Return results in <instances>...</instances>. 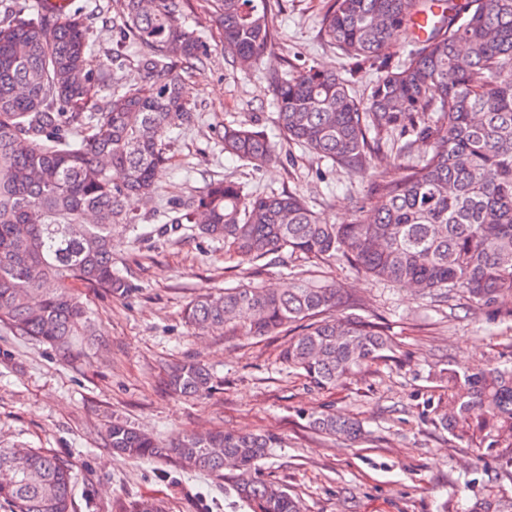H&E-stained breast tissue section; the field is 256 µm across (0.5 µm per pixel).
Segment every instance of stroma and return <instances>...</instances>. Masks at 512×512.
<instances>
[{
	"mask_svg": "<svg viewBox=\"0 0 512 512\" xmlns=\"http://www.w3.org/2000/svg\"><path fill=\"white\" fill-rule=\"evenodd\" d=\"M189 4L185 24L206 41L209 58L185 76L195 122L171 131L155 196L127 202L136 225L118 241L112 268L130 289L111 296L76 286L93 333L66 354L0 331V448H41L66 460L73 512H129L141 501L156 502L163 512H250L232 490L235 468L219 478L172 458L114 456L97 436L109 418L162 441L215 428L275 434L280 445L260 474L287 489L304 512H470L478 501L506 512L512 465L500 449L465 448L442 427L440 414L451 409L446 369L512 365V297L482 309L459 292L437 302L341 261L286 253L273 265L248 261L225 254L223 242L193 225H173L178 203L217 175L254 193L303 194L319 216L339 224L378 200L368 180L313 161L288 145L275 124L268 69L286 60L343 65L319 37L325 0H280L278 39L252 69L225 58L208 0ZM227 124L266 133L277 159L258 171L226 155L221 133ZM300 278L340 287L337 313L386 327L394 357L335 388L318 389L281 358L291 331L258 339L197 335L182 318L199 294L256 283L288 289ZM185 362L210 369L207 393L168 389L169 367ZM313 412L358 419L368 436L357 444L325 438L309 424Z\"/></svg>",
	"mask_w": 512,
	"mask_h": 512,
	"instance_id": "stroma-1",
	"label": "stroma"
}]
</instances>
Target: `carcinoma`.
I'll list each match as a JSON object with an SVG mask.
<instances>
[{"label": "carcinoma", "mask_w": 512, "mask_h": 512, "mask_svg": "<svg viewBox=\"0 0 512 512\" xmlns=\"http://www.w3.org/2000/svg\"><path fill=\"white\" fill-rule=\"evenodd\" d=\"M0 0V326L58 350L87 331L78 282L123 294L112 271L116 238L134 226L124 200L156 194L165 138L193 120L182 97L183 72L208 59V46L183 21L188 0ZM234 65L260 64L277 33L279 0H210ZM434 0H326L321 40L348 60L344 72L285 63L266 72L282 138L318 162L371 177L378 204L359 207L348 224H330L291 191L248 194L212 178L180 204L174 224H194L224 250L248 260L288 251L342 260L358 272L423 295L457 290L476 307L512 294V0H455L428 38L394 62L389 40ZM114 10L123 36L138 46L139 80L114 83L125 59L93 63V16ZM376 71L367 94L354 85ZM425 157L378 166L385 148L414 140ZM224 152L259 170L276 158L261 131L224 126ZM340 290L302 278L282 292L266 284L204 293L185 311L197 334L258 338L309 321L282 351L288 367L319 388L341 384L389 357L388 334L365 317L333 314ZM204 366L173 367L176 394L210 388ZM452 414L441 422L460 441L478 438L512 463V366L448 370ZM310 425L336 438L362 435L358 421L334 414ZM105 446L128 457L171 456L186 469L224 471L251 512H303L288 491L254 476L275 438L217 430L161 445L121 421L104 423ZM9 512H72V475L63 459L32 449L19 472L0 481Z\"/></svg>", "instance_id": "cac0c4a2"}]
</instances>
